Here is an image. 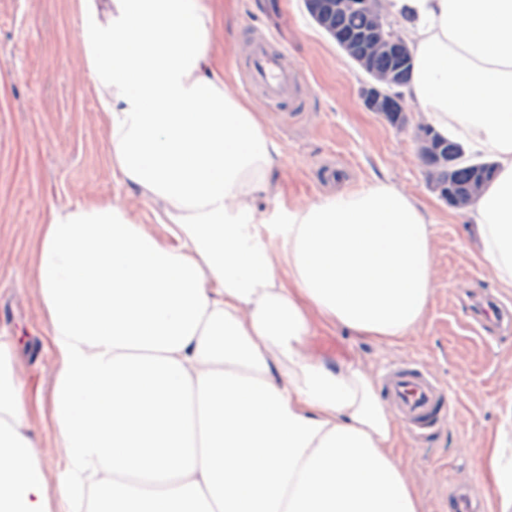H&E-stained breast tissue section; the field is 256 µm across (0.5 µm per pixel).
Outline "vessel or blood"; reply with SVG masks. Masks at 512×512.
<instances>
[{
  "instance_id": "b4317fda",
  "label": "vessel or blood",
  "mask_w": 512,
  "mask_h": 512,
  "mask_svg": "<svg viewBox=\"0 0 512 512\" xmlns=\"http://www.w3.org/2000/svg\"><path fill=\"white\" fill-rule=\"evenodd\" d=\"M247 81L269 100L300 108L301 77L288 67L282 52L272 48L269 40L255 41L251 47ZM387 398L406 416L415 430L428 428L443 410V402L433 377L406 363L394 369L385 379Z\"/></svg>"
}]
</instances>
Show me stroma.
I'll use <instances>...</instances> for the list:
<instances>
[{
	"label": "stroma",
	"mask_w": 512,
	"mask_h": 512,
	"mask_svg": "<svg viewBox=\"0 0 512 512\" xmlns=\"http://www.w3.org/2000/svg\"><path fill=\"white\" fill-rule=\"evenodd\" d=\"M216 56L230 93L256 112L280 155L278 192L262 202L280 216L320 197L387 179L426 212L433 235V292L426 318L396 341L355 337L315 323L310 355L354 357L382 379L408 362L430 371L449 412L423 436H406L395 455L423 512H488L478 465L504 425L512 394V292L479 260L476 231L463 211L435 192L419 159L423 119L403 101L407 122L393 127L362 100L367 75L313 22L303 0H212ZM268 37L302 71L304 104L295 112L245 82L251 40ZM109 201L163 242L171 237L154 205L113 171L97 94L85 77L71 0H0V335L18 349L20 384L49 486L63 470L49 395L59 368L35 284L33 255L47 204Z\"/></svg>",
	"instance_id": "obj_1"
}]
</instances>
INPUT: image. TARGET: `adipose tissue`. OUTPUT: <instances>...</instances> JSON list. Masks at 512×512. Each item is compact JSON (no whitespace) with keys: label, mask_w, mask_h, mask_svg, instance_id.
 Instances as JSON below:
<instances>
[{"label":"adipose tissue","mask_w":512,"mask_h":512,"mask_svg":"<svg viewBox=\"0 0 512 512\" xmlns=\"http://www.w3.org/2000/svg\"><path fill=\"white\" fill-rule=\"evenodd\" d=\"M413 55L406 96L490 158L466 210L512 288V0H386ZM113 169L156 204L166 245L98 201L49 205L34 267L60 362L63 475L49 487L0 336V512H422L400 429L356 358L305 351L313 317L394 340L425 318L432 230L389 181L269 223L278 150L213 64L209 0H74ZM280 239L282 254L269 249ZM509 433L479 454L512 512Z\"/></svg>","instance_id":"1"}]
</instances>
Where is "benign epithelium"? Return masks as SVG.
I'll list each match as a JSON object with an SVG mask.
<instances>
[{
  "mask_svg": "<svg viewBox=\"0 0 512 512\" xmlns=\"http://www.w3.org/2000/svg\"><path fill=\"white\" fill-rule=\"evenodd\" d=\"M379 0H304L307 13L336 45L368 75L370 81L362 90L365 107L384 115L400 127L405 115L400 97L394 89L402 86L411 73L412 53L399 31L374 22L362 32H352L341 25V19L352 11L375 13ZM418 151L424 165L446 176L435 186L445 203L463 208L470 198L466 185L458 180V165L463 148L457 142L417 137Z\"/></svg>",
  "mask_w": 512,
  "mask_h": 512,
  "instance_id": "7a95c632",
  "label": "benign epithelium"
}]
</instances>
